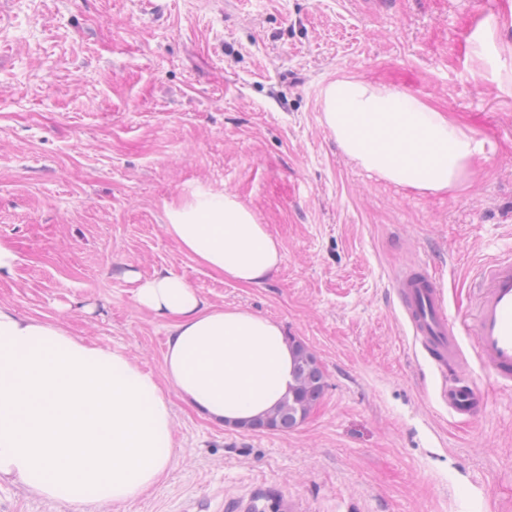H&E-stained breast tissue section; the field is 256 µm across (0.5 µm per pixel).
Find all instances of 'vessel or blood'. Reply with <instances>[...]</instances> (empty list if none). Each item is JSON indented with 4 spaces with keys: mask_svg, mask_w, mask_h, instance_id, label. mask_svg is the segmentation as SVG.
I'll return each instance as SVG.
<instances>
[{
    "mask_svg": "<svg viewBox=\"0 0 512 512\" xmlns=\"http://www.w3.org/2000/svg\"><path fill=\"white\" fill-rule=\"evenodd\" d=\"M468 319L454 321L442 289L422 265L402 267L392 288L412 339L448 377L440 397L453 417L473 418L484 397L465 370L462 335L473 337V352L497 384L512 390V253L477 266Z\"/></svg>",
    "mask_w": 512,
    "mask_h": 512,
    "instance_id": "1",
    "label": "vessel or blood"
}]
</instances>
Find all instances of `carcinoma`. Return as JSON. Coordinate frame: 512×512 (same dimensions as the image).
<instances>
[{"label":"carcinoma","mask_w":512,"mask_h":512,"mask_svg":"<svg viewBox=\"0 0 512 512\" xmlns=\"http://www.w3.org/2000/svg\"><path fill=\"white\" fill-rule=\"evenodd\" d=\"M295 386L274 411L245 425L255 432L278 431L286 433L297 428L321 399L326 375L315 355L300 340H293Z\"/></svg>","instance_id":"carcinoma-1"}]
</instances>
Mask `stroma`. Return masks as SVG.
Returning <instances> with one entry per match:
<instances>
[{"label": "stroma", "instance_id": "1", "mask_svg": "<svg viewBox=\"0 0 512 512\" xmlns=\"http://www.w3.org/2000/svg\"><path fill=\"white\" fill-rule=\"evenodd\" d=\"M496 32L473 52L484 22ZM348 76L409 92L489 139L456 194L352 162L323 122ZM232 191L282 244L257 287L182 252L166 203ZM0 303L162 375L166 322L129 273L171 272L211 305L278 320L327 386L294 431L209 421L178 396L173 462L117 512H512V391L449 417L392 293L427 263L464 319L472 269L512 252V0H0ZM0 512H101L0 481Z\"/></svg>", "mask_w": 512, "mask_h": 512}]
</instances>
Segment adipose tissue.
<instances>
[{
    "mask_svg": "<svg viewBox=\"0 0 512 512\" xmlns=\"http://www.w3.org/2000/svg\"><path fill=\"white\" fill-rule=\"evenodd\" d=\"M323 115L344 153L397 187L451 194L493 145L421 98L355 77L328 83ZM167 235L211 273L263 283L279 240L227 191L165 204ZM137 303L168 323L162 375L60 322L0 304V480L72 505L146 494L172 463L175 390L212 420L265 416L294 384V349L277 320L208 304L183 278L140 282Z\"/></svg>",
    "mask_w": 512,
    "mask_h": 512,
    "instance_id": "1",
    "label": "adipose tissue"
}]
</instances>
